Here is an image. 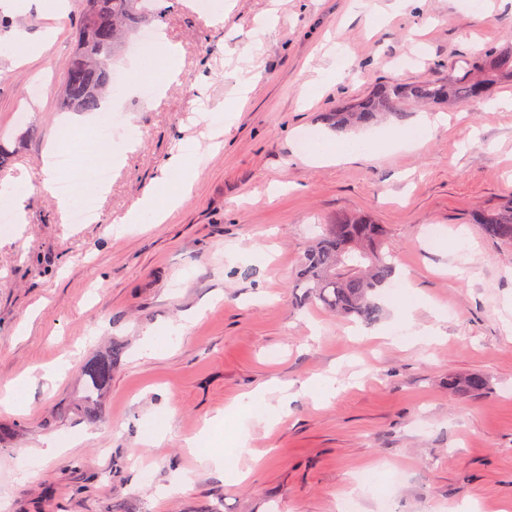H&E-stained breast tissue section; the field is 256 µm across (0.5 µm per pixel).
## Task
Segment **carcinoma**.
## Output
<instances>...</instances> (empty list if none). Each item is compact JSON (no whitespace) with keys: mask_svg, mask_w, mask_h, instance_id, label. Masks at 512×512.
Masks as SVG:
<instances>
[{"mask_svg":"<svg viewBox=\"0 0 512 512\" xmlns=\"http://www.w3.org/2000/svg\"><path fill=\"white\" fill-rule=\"evenodd\" d=\"M154 10L143 0H82L76 48L69 60L59 95L63 108L95 112L113 90L110 63L137 25L151 19ZM512 81V50L486 53L471 69L446 80L425 79L414 83L390 82L367 97L328 114L324 123L338 132L378 123L404 104H464L481 98L494 86ZM484 234L512 244V201L479 218ZM386 229L360 213H343L325 225L316 246L306 255L300 287L303 304H320L343 318L371 323L380 315L379 295L391 286L397 264L385 250ZM89 388L99 392L112 381V358L102 356L85 365ZM488 380L471 374L448 387L471 393L486 389Z\"/></svg>","mask_w":512,"mask_h":512,"instance_id":"carcinoma-1","label":"carcinoma"}]
</instances>
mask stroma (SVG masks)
Wrapping results in <instances>:
<instances>
[{"label":"stroma","instance_id":"obj_1","mask_svg":"<svg viewBox=\"0 0 512 512\" xmlns=\"http://www.w3.org/2000/svg\"><path fill=\"white\" fill-rule=\"evenodd\" d=\"M386 2L219 0L224 24L213 28L181 0H157L146 29L179 45L185 82L158 97L135 83L112 99V147L124 156L108 192L90 194L96 223H71L35 192L26 223L0 227V390L27 379L29 406L0 404L1 512H338L351 497L359 512H384L363 471L401 473L393 512H512V246L473 220L512 198V105L496 104L512 83L360 130L374 138L442 116L412 150L317 164L300 146L333 135L324 115L382 84L442 79L482 51L512 48V0H409L370 23ZM273 8L276 27L244 58ZM80 14V0L63 18L51 0H26L20 13L0 5V145L10 153L0 181L23 173L38 184L61 124L83 136L105 118L59 109ZM20 31L31 43L55 37L20 65ZM332 64L343 77L307 99L308 81ZM245 80L248 103L225 123ZM203 107L223 144L188 199L163 222L120 224L179 142L200 135L191 119ZM351 212L386 226L398 263L399 286L371 324L298 302L321 225ZM431 228L448 236L447 252L429 248ZM410 288L413 320L436 329L433 341L410 342L396 318ZM179 324L184 333L146 350L149 334ZM105 354L112 382L88 415L81 367ZM58 361L62 373L45 378ZM331 373L335 397L301 390ZM473 373L485 391L449 389V377ZM276 380L293 389L275 426L235 407L260 387L277 407ZM241 422L238 452L230 430ZM51 441L66 450L43 456Z\"/></svg>","mask_w":512,"mask_h":512}]
</instances>
